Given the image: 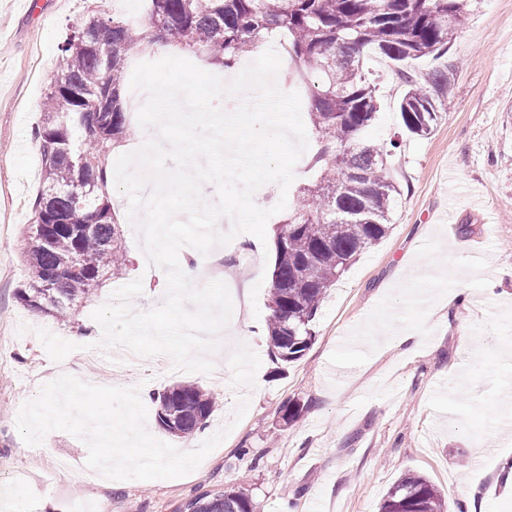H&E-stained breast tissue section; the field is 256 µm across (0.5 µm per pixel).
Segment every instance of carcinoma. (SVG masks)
<instances>
[{"instance_id":"cac0c4a2","label":"carcinoma","mask_w":512,"mask_h":512,"mask_svg":"<svg viewBox=\"0 0 512 512\" xmlns=\"http://www.w3.org/2000/svg\"><path fill=\"white\" fill-rule=\"evenodd\" d=\"M461 6L462 0H150L145 30L89 11L61 45L60 68L34 132L43 188L24 230L28 282L19 301L61 318L126 267L116 213L99 189L107 154L129 129L127 63L150 48V35L231 67L255 51L263 34L281 30L300 73L316 80L309 116L320 143L310 160L318 175L276 232L266 323L274 359L300 360L315 338L312 323L328 290L389 232L400 190L387 176L386 157L405 137H429L449 110L455 64L420 78L413 65L448 53ZM369 56L392 62L403 86L399 132L386 148L366 138L380 108L364 70ZM50 279L51 299L41 289ZM154 402L158 426L189 438L207 426L216 397L182 382ZM184 512L254 510L247 493L219 490L188 501ZM380 512L446 510L435 486L408 471L388 489Z\"/></svg>"}]
</instances>
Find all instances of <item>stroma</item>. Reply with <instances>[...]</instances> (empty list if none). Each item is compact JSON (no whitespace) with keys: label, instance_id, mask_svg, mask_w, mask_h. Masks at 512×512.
<instances>
[{"label":"stroma","instance_id":"1","mask_svg":"<svg viewBox=\"0 0 512 512\" xmlns=\"http://www.w3.org/2000/svg\"><path fill=\"white\" fill-rule=\"evenodd\" d=\"M86 0H0V486L20 490L26 512H182L206 492L242 490L254 512H379L406 471L424 475L448 512H512L504 491L512 459V0H468L448 52L456 69L451 110L426 139L404 142L388 159L401 189L391 229L365 250L321 303L315 340L279 369L265 327L240 338L235 320L213 355L221 377L173 368L171 359L114 360L108 369L84 353L101 337L92 311L114 291L142 279L131 306L164 298L166 276L149 269L127 217L129 202L110 196L120 217L127 267L64 319L34 315L18 300L27 275L21 233L41 187L33 139L47 87L57 73L68 28ZM381 108L366 136L378 145L396 130L403 87L380 59L366 60ZM234 273L236 317L266 318L274 259L243 233L224 252ZM448 267L447 285L425 291L412 277ZM502 274L493 291L473 290V271ZM422 332L414 352L390 343L400 330ZM70 374L97 386L138 389L147 410L154 393L195 382L219 405L190 440L171 438L147 418L149 432L179 450L223 433L192 473L176 479L111 480L87 465L85 441L50 432L26 445L16 428L21 405ZM249 408L234 420L239 400ZM303 405L292 425L287 403Z\"/></svg>","mask_w":512,"mask_h":512}]
</instances>
